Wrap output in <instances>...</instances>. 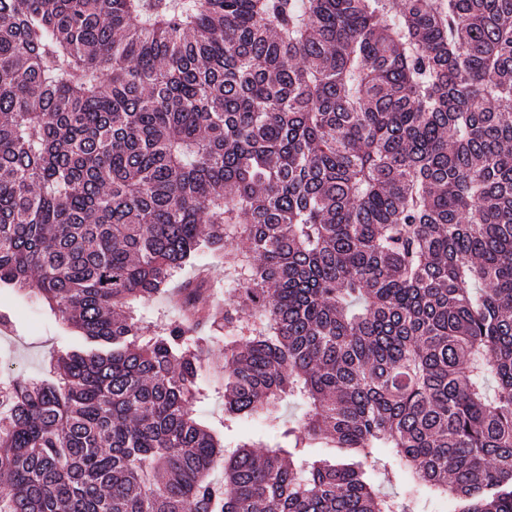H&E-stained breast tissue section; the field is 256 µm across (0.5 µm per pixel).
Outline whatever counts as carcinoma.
Returning <instances> with one entry per match:
<instances>
[{"mask_svg": "<svg viewBox=\"0 0 512 512\" xmlns=\"http://www.w3.org/2000/svg\"><path fill=\"white\" fill-rule=\"evenodd\" d=\"M0 288L75 332L0 391V512H512V0H0ZM242 302L263 452L195 413ZM205 262L210 266L214 280L221 281V284L217 288H214L208 295H205L204 299L209 303L224 307V300L227 298V293H231V289L235 288V283L232 278L224 282V260L221 262L218 259H207ZM139 309L145 317L143 323L145 336L149 334V331L152 329V325L156 320L162 318L172 319L179 313L178 308L170 302L167 294H160L153 300L139 305Z\"/></svg>", "mask_w": 512, "mask_h": 512, "instance_id": "carcinoma-1", "label": "carcinoma"}]
</instances>
